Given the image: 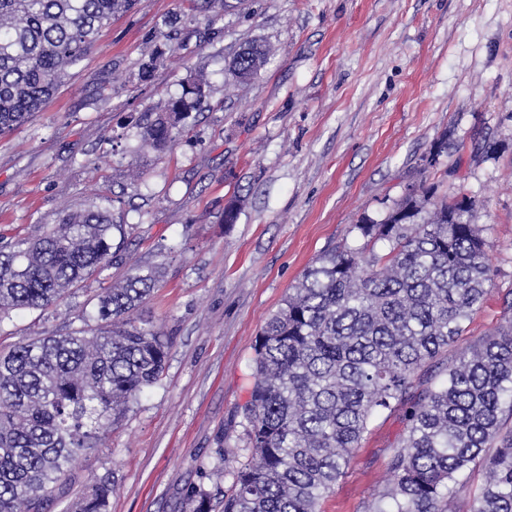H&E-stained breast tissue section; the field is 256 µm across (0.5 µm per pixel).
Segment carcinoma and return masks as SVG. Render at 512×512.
I'll return each mask as SVG.
<instances>
[{
  "label": "carcinoma",
  "mask_w": 512,
  "mask_h": 512,
  "mask_svg": "<svg viewBox=\"0 0 512 512\" xmlns=\"http://www.w3.org/2000/svg\"><path fill=\"white\" fill-rule=\"evenodd\" d=\"M136 0H0V137L27 122L112 17ZM249 43L227 74L247 84L267 59ZM206 99L192 80L145 114L141 139L171 148ZM448 137L422 158L434 169ZM473 196L413 186L381 220L354 225L363 244L320 254L268 319L255 346L244 412L251 460L223 512H319L371 419L401 413L391 479L365 512H512V301L502 322L453 359L465 323L491 292L487 228ZM100 207L67 213L35 238L0 247V325L43 309L112 264L115 235ZM384 240V255L370 245ZM137 268L99 295L83 320L106 322L16 344L0 354V512H39L71 459L93 448L163 373L168 339L134 313L159 281ZM483 472L477 492L471 477ZM114 478L94 481L75 512H107Z\"/></svg>",
  "instance_id": "carcinoma-1"
}]
</instances>
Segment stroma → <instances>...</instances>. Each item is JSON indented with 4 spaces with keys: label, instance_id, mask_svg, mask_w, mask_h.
<instances>
[{
    "label": "stroma",
    "instance_id": "1",
    "mask_svg": "<svg viewBox=\"0 0 512 512\" xmlns=\"http://www.w3.org/2000/svg\"><path fill=\"white\" fill-rule=\"evenodd\" d=\"M180 32L170 47L166 20ZM270 56L244 85L226 81L241 44ZM163 67L143 78L155 52ZM208 81L207 106L164 154L141 148L137 121ZM447 137L440 192L479 199L493 289L461 343L495 327L512 292V0H260L253 15L195 0H137L30 121L0 137V238H34L62 210L108 208L130 230L102 281L0 325V353L82 327L102 289L132 268L162 278L142 316L171 338L161 379L43 504L73 512L112 474L109 512H193L192 487L231 490L247 460L244 407L256 339L324 250L358 245L422 157ZM242 201L236 224L224 206ZM398 414L374 418L321 512H364L389 481Z\"/></svg>",
    "mask_w": 512,
    "mask_h": 512
}]
</instances>
